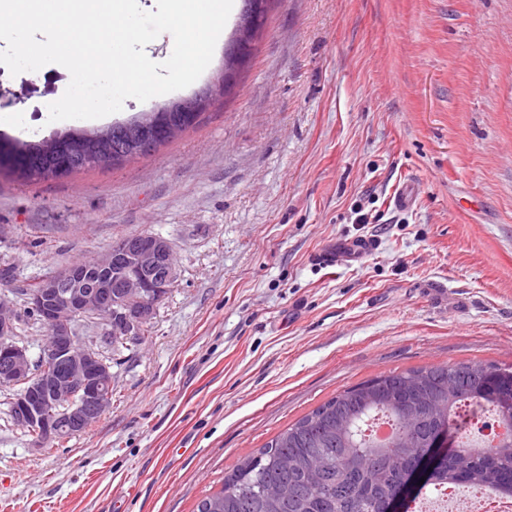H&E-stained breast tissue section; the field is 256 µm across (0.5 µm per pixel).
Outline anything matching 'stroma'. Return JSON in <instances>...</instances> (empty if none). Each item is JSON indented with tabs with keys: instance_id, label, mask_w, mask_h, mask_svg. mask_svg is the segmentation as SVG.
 <instances>
[{
	"instance_id": "obj_1",
	"label": "stroma",
	"mask_w": 512,
	"mask_h": 512,
	"mask_svg": "<svg viewBox=\"0 0 512 512\" xmlns=\"http://www.w3.org/2000/svg\"><path fill=\"white\" fill-rule=\"evenodd\" d=\"M69 82L0 65V138L68 129L48 106ZM132 233L171 243L177 279L140 340L77 324L112 357L96 423L47 447L0 425V512H194L348 387L512 364V0H273L234 89L172 142L0 173V298L23 315L22 288ZM359 236L363 263L315 264Z\"/></svg>"
}]
</instances>
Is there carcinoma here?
I'll return each instance as SVG.
<instances>
[{"label":"carcinoma","mask_w":512,"mask_h":512,"mask_svg":"<svg viewBox=\"0 0 512 512\" xmlns=\"http://www.w3.org/2000/svg\"><path fill=\"white\" fill-rule=\"evenodd\" d=\"M200 116L170 112L167 119L183 133ZM136 157L134 143L107 125L3 142L0 171L30 181L56 168L71 175ZM466 402L491 408L512 429V364L439 363L349 387L240 460L195 512H384L406 467L432 434L448 426L457 432L455 446L438 460L425 486H468L512 499V433L483 448L460 444L459 409ZM377 414L397 428L384 444L366 435Z\"/></svg>","instance_id":"obj_1"}]
</instances>
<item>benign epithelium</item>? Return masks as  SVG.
Here are the masks:
<instances>
[{
    "instance_id": "1",
    "label": "benign epithelium",
    "mask_w": 512,
    "mask_h": 512,
    "mask_svg": "<svg viewBox=\"0 0 512 512\" xmlns=\"http://www.w3.org/2000/svg\"><path fill=\"white\" fill-rule=\"evenodd\" d=\"M135 132L143 137L144 151L155 149V133L125 124L118 134ZM176 276L171 244L148 233L114 246L92 267H60L25 292L28 309L48 329L46 353L38 359L14 341L15 317L0 309V387H20L10 413L18 427L37 431V446L83 431L112 405L111 364L93 346L77 344L76 323L106 326L114 344L138 337ZM52 401L63 409L52 411ZM453 444L451 432L436 437L429 452L405 474L388 512H405L420 489L418 481L430 475L435 461Z\"/></svg>"
}]
</instances>
